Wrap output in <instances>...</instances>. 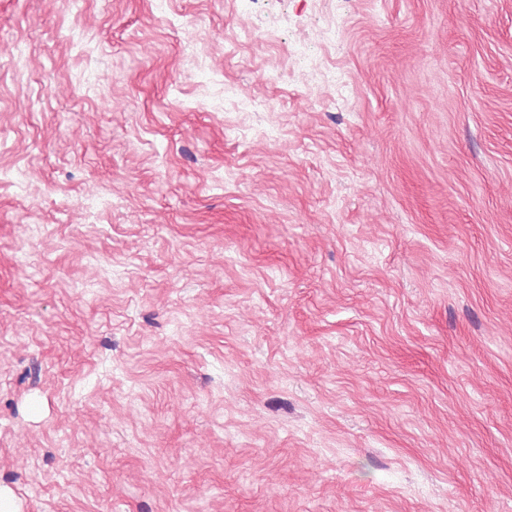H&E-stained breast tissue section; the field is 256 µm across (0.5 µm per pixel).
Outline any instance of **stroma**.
Returning <instances> with one entry per match:
<instances>
[{
	"label": "stroma",
	"instance_id": "35a3bbf8",
	"mask_svg": "<svg viewBox=\"0 0 512 512\" xmlns=\"http://www.w3.org/2000/svg\"><path fill=\"white\" fill-rule=\"evenodd\" d=\"M15 49L18 512H512V0H0Z\"/></svg>",
	"mask_w": 512,
	"mask_h": 512
}]
</instances>
